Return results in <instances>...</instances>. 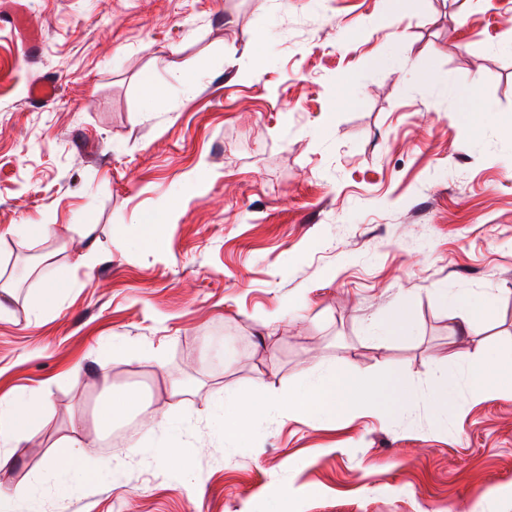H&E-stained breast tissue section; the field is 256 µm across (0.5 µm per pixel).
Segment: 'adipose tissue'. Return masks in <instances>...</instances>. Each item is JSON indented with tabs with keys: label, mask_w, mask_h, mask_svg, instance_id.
Returning a JSON list of instances; mask_svg holds the SVG:
<instances>
[{
	"label": "adipose tissue",
	"mask_w": 512,
	"mask_h": 512,
	"mask_svg": "<svg viewBox=\"0 0 512 512\" xmlns=\"http://www.w3.org/2000/svg\"><path fill=\"white\" fill-rule=\"evenodd\" d=\"M98 379L100 404L93 417V426L97 434L104 435L111 431L117 419L141 409L143 396L135 390L115 391L107 369H99ZM469 382L472 395L477 399L493 394L512 396V355H490L486 362L470 372ZM412 395L409 385L396 376L380 384L350 368H312L303 386L288 397L272 398L258 387L229 396L224 437L230 441L247 438L252 432V411L261 402L268 403L285 418L312 414L336 419L351 410L380 411L408 401ZM39 427L38 411L26 405L24 396H0V474L8 469L14 450L22 447ZM87 446L81 427L72 426L70 435L47 461V472L59 479L69 469L77 468L85 479H92L96 467L85 458Z\"/></svg>",
	"instance_id": "ef3b65f1"
}]
</instances>
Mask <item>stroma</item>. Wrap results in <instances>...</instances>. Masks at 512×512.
<instances>
[{"label":"stroma","instance_id":"obj_1","mask_svg":"<svg viewBox=\"0 0 512 512\" xmlns=\"http://www.w3.org/2000/svg\"><path fill=\"white\" fill-rule=\"evenodd\" d=\"M5 7L0 394L43 415L0 477L34 485L19 512H512V398L467 382L512 351V0ZM47 74L60 93L32 105ZM165 214L146 245L145 216ZM442 288L490 295L491 316L468 321ZM401 306L406 330L381 335ZM130 344L150 354L108 360L113 382L175 430L89 448L94 481L48 478L71 421L94 435L102 350ZM346 362L412 399L321 422L262 408L248 440L220 436L206 394L285 396ZM448 369L442 419L430 393ZM174 380L189 392L173 411ZM173 438L189 477L161 470Z\"/></svg>","mask_w":512,"mask_h":512}]
</instances>
